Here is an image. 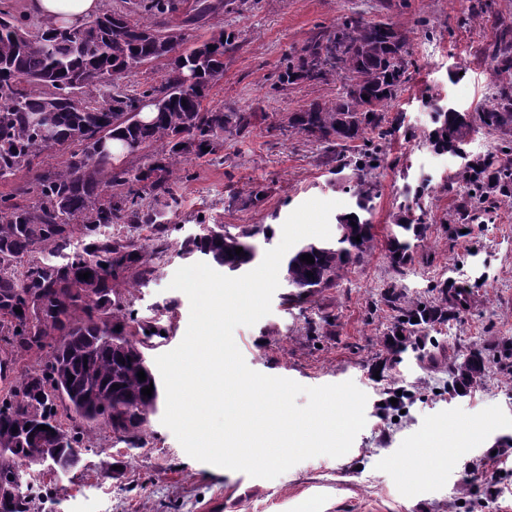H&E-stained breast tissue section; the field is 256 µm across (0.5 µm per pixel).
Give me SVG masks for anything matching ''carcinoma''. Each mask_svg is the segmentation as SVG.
Returning <instances> with one entry per match:
<instances>
[{
	"mask_svg": "<svg viewBox=\"0 0 512 512\" xmlns=\"http://www.w3.org/2000/svg\"><path fill=\"white\" fill-rule=\"evenodd\" d=\"M184 0H130L125 12L110 9L112 26L99 18L80 26L44 25L32 35L0 17V180L34 169L45 151L63 153L60 165L36 174L14 194L0 195V380L14 373L18 358H36L21 381L0 399V512H31L38 492H22L20 466L32 448H52L53 466L72 469L85 435L103 426L129 448L144 445L145 427L160 398L156 378L144 356V343L164 327L132 316L121 286L154 279L172 249L198 257L227 274L246 270L255 252L228 255L241 242L267 235L270 228L244 224L234 234L222 224H199V232L172 239L180 200L171 181L182 161L219 155L224 139L250 133L256 113L203 105L224 74V55L238 35L222 30L195 49L185 47L182 30L169 24ZM234 0H194L196 20L227 8ZM148 13L154 28L133 16ZM152 31L156 37L143 36ZM493 64L496 91L481 111L463 116L433 100V128L425 136L436 151L464 148L478 129L500 136L496 152L469 158L461 171L465 195L458 220H469L472 202L512 199V26L502 24L485 48ZM408 42L397 23L366 21L353 12L318 32L281 67L275 88L320 82L331 73L342 93L330 104L313 102L288 114L281 131H293L322 146L331 170L355 175V218L344 215L336 239L301 244L285 260V300L302 303L367 258L375 247L371 214L377 196L376 172L382 163L373 141L388 140L403 118L386 108L408 80ZM166 59L159 85L139 96L112 91L117 80L143 64ZM146 99L153 122L140 126L132 111ZM42 116L54 131L45 141L34 123ZM132 138L148 150L143 162L127 166L115 157L91 152L100 135ZM418 186L389 225L386 247L397 267L412 259L423 237V219L413 213L425 195ZM147 235H142V232ZM360 237L361 241L354 240ZM309 254L315 263L301 261ZM312 272L307 276L306 272ZM90 273L89 279L79 274ZM21 309L16 313L15 309ZM391 335L422 336L448 320L439 305L399 308ZM418 322H412V318ZM144 371L146 380L137 373ZM485 364L474 352L449 371L448 388L466 395L482 380ZM119 388L114 389L112 385ZM153 386L152 396L141 389ZM66 402L69 424L58 422L55 399ZM47 425L51 432L37 429Z\"/></svg>",
	"mask_w": 512,
	"mask_h": 512,
	"instance_id": "cac0c4a2",
	"label": "carcinoma"
}]
</instances>
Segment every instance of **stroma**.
I'll return each mask as SVG.
<instances>
[{
    "label": "stroma",
    "mask_w": 512,
    "mask_h": 512,
    "mask_svg": "<svg viewBox=\"0 0 512 512\" xmlns=\"http://www.w3.org/2000/svg\"><path fill=\"white\" fill-rule=\"evenodd\" d=\"M485 2L487 11L477 19L459 0H240L234 10L202 20H191L185 9L172 17L190 45L223 29L238 33L239 46L226 54L224 74L205 104L258 115L249 136L225 140L223 163L185 162L189 175L174 186L182 199L184 236L197 233L201 218L229 230L242 224L279 227L313 198L339 200L344 211L353 210L351 170L332 174L306 137L269 132L312 101L334 100L340 81L332 77L278 91L272 85L288 55L345 15L392 19L407 38L408 80L388 109L389 116L403 115L405 129L382 145L385 163L376 175L379 193L370 215L374 250L335 287L307 302L288 304L287 288L279 286L270 314L234 331L252 370L309 387L353 381L367 396L366 424L342 457L303 460L276 478L258 479L250 492L241 487L247 474L188 456L161 414L151 415L141 448H126L100 427L79 448L77 468L23 467L22 486L49 485L37 500L38 512H209L218 497L228 502L225 512H512V473L499 477L503 494L495 504L483 479L470 473L492 452L512 453V360L492 347L512 339V201L474 205L473 224H455L454 197L442 185L462 161L433 151L424 140L432 127L427 99L471 113L489 102L494 74L484 49L499 22L512 23V0ZM453 66L465 68V76L449 80ZM426 179L431 191L424 198L425 238L398 270L388 257L386 234L405 188ZM254 189L264 192L257 204L247 201ZM233 192L242 200L232 206ZM185 264L171 256L155 279L130 290L138 319L159 317L172 327L167 336L151 339L148 361L173 350L185 335L190 303L169 287ZM391 291L409 301L443 304L451 318L423 342L391 352L386 338L397 313L383 299ZM312 323L319 332L311 336ZM473 350L485 356L482 384L465 396L449 392V364ZM395 388L407 394L399 416L381 407ZM451 421L483 427L484 434L461 444L449 440L448 460L438 473L405 471L417 438L431 425Z\"/></svg>",
    "instance_id": "35a3bbf8"
}]
</instances>
